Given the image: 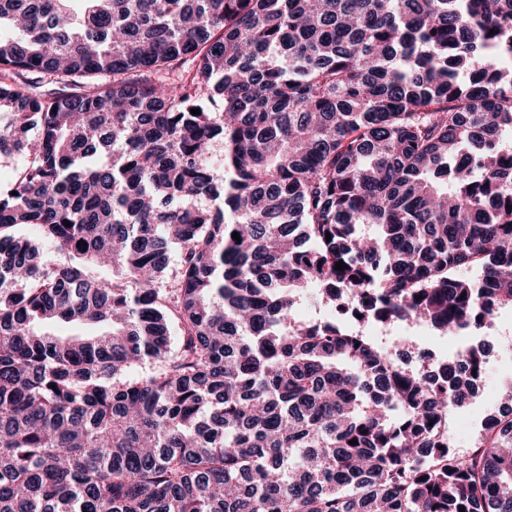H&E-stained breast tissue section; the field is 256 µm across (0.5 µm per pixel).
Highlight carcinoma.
Instances as JSON below:
<instances>
[{
    "label": "carcinoma",
    "mask_w": 512,
    "mask_h": 512,
    "mask_svg": "<svg viewBox=\"0 0 512 512\" xmlns=\"http://www.w3.org/2000/svg\"><path fill=\"white\" fill-rule=\"evenodd\" d=\"M1 112L0 512H512L490 348L336 318L512 308V0H0ZM425 325L426 324L423 322H411V327L415 328L414 332L416 334L407 336H416L414 340L420 346V348L429 347L430 345H436L439 348H441L447 355H452L456 352L458 348L457 339L451 336H439L433 331L427 333L424 336H421L426 331ZM458 338L461 341V346L458 348L457 352L464 349V347L462 346L464 344V341H466V339L462 336H459ZM490 358L499 360L501 364L485 366L479 393L454 412L449 424L450 445L459 454L469 450L480 429L481 419L497 405L503 385L512 382V354H495ZM506 376L508 379L503 381Z\"/></svg>",
    "instance_id": "1"
}]
</instances>
